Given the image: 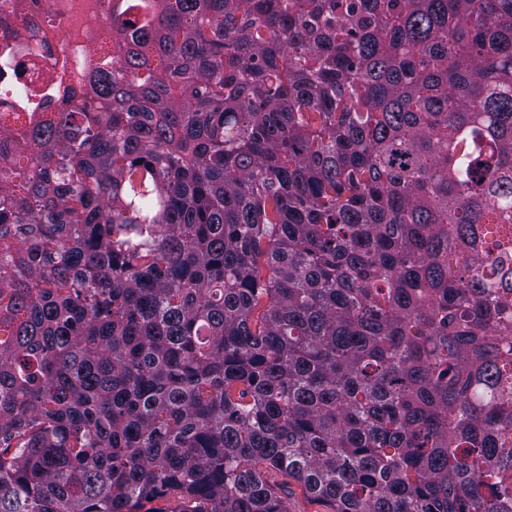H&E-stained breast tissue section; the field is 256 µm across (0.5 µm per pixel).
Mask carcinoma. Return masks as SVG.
<instances>
[{"label":"carcinoma","instance_id":"cac0c4a2","mask_svg":"<svg viewBox=\"0 0 512 512\" xmlns=\"http://www.w3.org/2000/svg\"><path fill=\"white\" fill-rule=\"evenodd\" d=\"M0 112V512H512V0H128ZM292 490L293 493L288 496L289 512H330L326 505L308 500L304 496L302 488L297 484L292 485Z\"/></svg>","mask_w":512,"mask_h":512}]
</instances>
